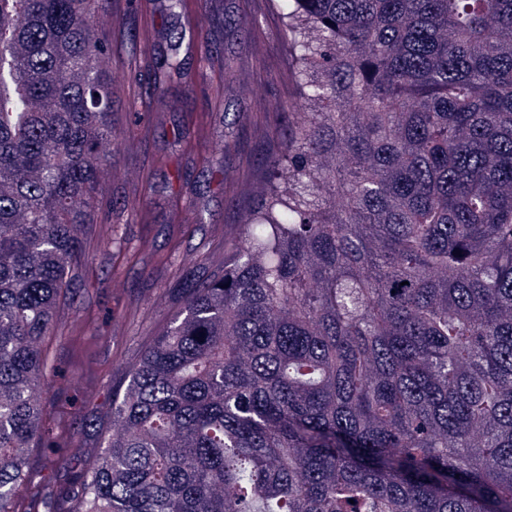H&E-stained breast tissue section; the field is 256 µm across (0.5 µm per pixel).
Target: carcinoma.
I'll list each match as a JSON object with an SVG mask.
<instances>
[{"instance_id":"carcinoma-1","label":"carcinoma","mask_w":512,"mask_h":512,"mask_svg":"<svg viewBox=\"0 0 512 512\" xmlns=\"http://www.w3.org/2000/svg\"><path fill=\"white\" fill-rule=\"evenodd\" d=\"M274 6L305 109L53 512H512V0ZM107 7L0 0V512L112 164Z\"/></svg>"}]
</instances>
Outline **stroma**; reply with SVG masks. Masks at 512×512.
Listing matches in <instances>:
<instances>
[{
    "instance_id": "35a3bbf8",
    "label": "stroma",
    "mask_w": 512,
    "mask_h": 512,
    "mask_svg": "<svg viewBox=\"0 0 512 512\" xmlns=\"http://www.w3.org/2000/svg\"><path fill=\"white\" fill-rule=\"evenodd\" d=\"M110 7L123 19L109 29L112 68L125 75L112 86L119 144L85 240L88 265L45 339L53 373L41 445L29 451L35 488L44 493L78 484L84 461L98 451L87 424L108 409L113 385L175 312L170 291L183 287L188 264L204 275L223 262L242 212L254 204L247 185L280 136L270 106L295 98L271 0H184L176 18L163 0H111ZM174 26L185 33V74L169 86L172 110L152 112L142 103L154 88L149 65L166 52ZM202 28L215 49L203 68L194 38ZM227 56L238 60L230 82L220 66ZM224 141L233 149L219 167L214 147ZM50 446L67 450V470L43 467Z\"/></svg>"
}]
</instances>
